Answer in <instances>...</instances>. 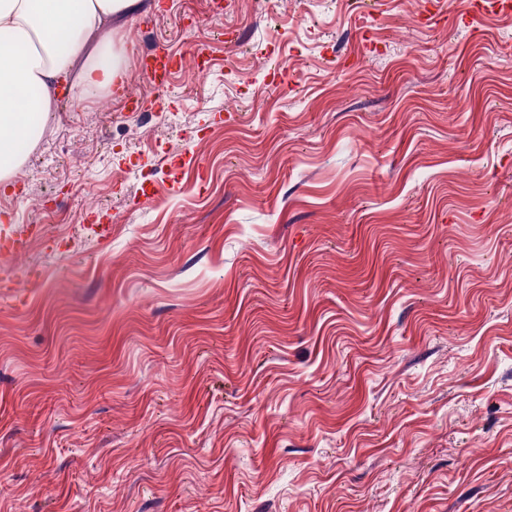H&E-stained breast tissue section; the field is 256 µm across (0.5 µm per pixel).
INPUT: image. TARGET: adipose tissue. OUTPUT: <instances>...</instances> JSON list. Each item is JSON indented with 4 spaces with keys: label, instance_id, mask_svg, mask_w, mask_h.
Listing matches in <instances>:
<instances>
[{
    "label": "adipose tissue",
    "instance_id": "ef3b65f1",
    "mask_svg": "<svg viewBox=\"0 0 512 512\" xmlns=\"http://www.w3.org/2000/svg\"><path fill=\"white\" fill-rule=\"evenodd\" d=\"M139 0H0V181L18 163L17 142L34 116L50 111L68 86L74 58L112 16ZM28 91L17 99V91Z\"/></svg>",
    "mask_w": 512,
    "mask_h": 512
}]
</instances>
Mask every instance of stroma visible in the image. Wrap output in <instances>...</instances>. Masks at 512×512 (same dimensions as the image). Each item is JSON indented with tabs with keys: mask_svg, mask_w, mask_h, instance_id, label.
<instances>
[{
	"mask_svg": "<svg viewBox=\"0 0 512 512\" xmlns=\"http://www.w3.org/2000/svg\"><path fill=\"white\" fill-rule=\"evenodd\" d=\"M143 23L208 79L156 91ZM101 37L140 124L85 92L0 185L42 227L0 255V512H512V8L142 0Z\"/></svg>",
	"mask_w": 512,
	"mask_h": 512,
	"instance_id": "stroma-1",
	"label": "stroma"
}]
</instances>
